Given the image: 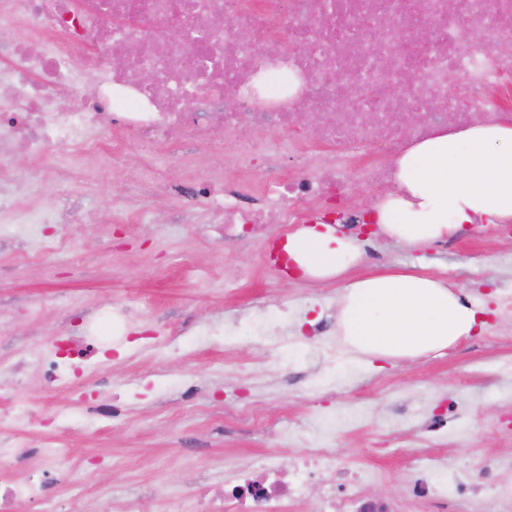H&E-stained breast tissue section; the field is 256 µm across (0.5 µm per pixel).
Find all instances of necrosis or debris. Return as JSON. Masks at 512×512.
Wrapping results in <instances>:
<instances>
[{"label":"necrosis or debris","instance_id":"1","mask_svg":"<svg viewBox=\"0 0 512 512\" xmlns=\"http://www.w3.org/2000/svg\"><path fill=\"white\" fill-rule=\"evenodd\" d=\"M235 16L227 27L224 16ZM0 76L14 92L0 99V223L57 224L59 198L73 194L58 174L94 171L132 144L198 146L223 141L232 172L261 169L269 212L228 201L212 212L226 241L242 225L373 223L359 201L366 185L394 184V161L409 142L450 126L512 125V0H0ZM154 72L153 84L139 80ZM295 77L272 94L259 74ZM346 106H338L347 89ZM258 130L242 141L241 127ZM35 158L13 166L14 152ZM300 173L284 176L283 157ZM55 192L43 194L46 182ZM130 309L113 306L105 325L87 324L39 348L33 364L46 392L61 396L57 422L93 419L78 393L80 376L107 338H128ZM29 364L18 357L14 382L0 386V512L34 504L55 512L44 482L14 466L53 463L62 453L37 409L25 402ZM336 418L305 441L285 469L270 455L235 470L223 490L191 498L156 486L167 512H406L363 496L359 472L337 465L329 435ZM416 498L446 512L464 484L433 453L411 452ZM337 482L315 488L320 471Z\"/></svg>","mask_w":512,"mask_h":512}]
</instances>
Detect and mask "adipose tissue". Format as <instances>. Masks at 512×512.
<instances>
[{
  "instance_id": "adipose-tissue-1",
  "label": "adipose tissue",
  "mask_w": 512,
  "mask_h": 512,
  "mask_svg": "<svg viewBox=\"0 0 512 512\" xmlns=\"http://www.w3.org/2000/svg\"><path fill=\"white\" fill-rule=\"evenodd\" d=\"M396 187L381 196L386 236L423 248L477 218L512 219V125L480 124L437 131L396 161ZM288 255L304 276L338 277L356 266L360 242L334 228H301ZM480 305L459 298L443 280L399 270L344 284L336 324L344 352L359 358H415L470 337Z\"/></svg>"
}]
</instances>
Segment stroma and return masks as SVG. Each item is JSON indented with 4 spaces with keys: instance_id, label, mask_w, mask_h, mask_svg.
<instances>
[{
    "instance_id": "35a3bbf8",
    "label": "stroma",
    "mask_w": 512,
    "mask_h": 512,
    "mask_svg": "<svg viewBox=\"0 0 512 512\" xmlns=\"http://www.w3.org/2000/svg\"><path fill=\"white\" fill-rule=\"evenodd\" d=\"M171 153L132 146L92 176L69 172L81 218L48 230L67 238L80 268L40 255L28 236L0 243V383L17 353L80 329L104 302L133 310L137 339L100 352V375L86 380L100 415H75L59 431L66 452L55 470L73 471L92 499L135 500L159 484L189 493L223 485L260 453L293 466L303 450L280 416L303 432L318 413L352 411L332 444L365 473L364 495L412 502L405 455L430 448L472 485L457 512H497L490 484H512V390L498 380L512 372V316L501 305L512 236L469 224L423 250L372 240L349 278L424 272L490 314L482 332L416 360L355 359L336 336L344 281L268 271L267 242L291 225L228 243L209 200L157 197L142 174L167 176ZM111 210L120 219L104 223Z\"/></svg>"
}]
</instances>
